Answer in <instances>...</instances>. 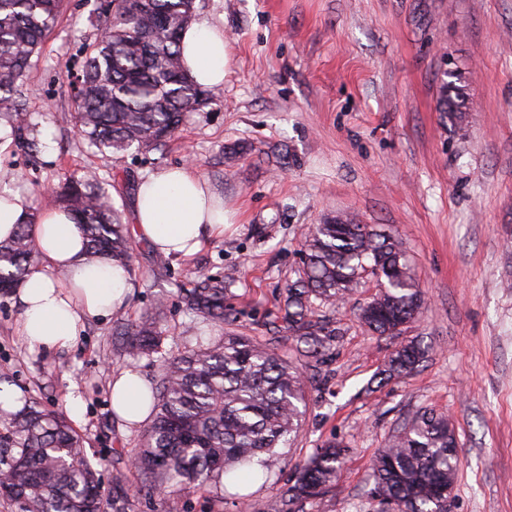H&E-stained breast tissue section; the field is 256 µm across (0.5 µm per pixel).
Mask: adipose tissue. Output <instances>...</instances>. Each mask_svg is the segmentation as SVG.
<instances>
[{
	"label": "adipose tissue",
	"mask_w": 512,
	"mask_h": 512,
	"mask_svg": "<svg viewBox=\"0 0 512 512\" xmlns=\"http://www.w3.org/2000/svg\"><path fill=\"white\" fill-rule=\"evenodd\" d=\"M184 67L201 86L223 83L230 54L220 29L200 22L182 34ZM138 236L155 251L186 257L208 239L223 235L227 218L205 181L189 168L177 167L146 177L136 195ZM39 263L18 289V333L33 349H67L78 344L85 322L121 309L131 289L124 268L87 261L82 236L64 211H44L35 228ZM148 384L128 368L112 385V407L127 423H142L149 414Z\"/></svg>",
	"instance_id": "ef3b65f1"
}]
</instances>
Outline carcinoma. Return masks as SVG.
I'll return each mask as SVG.
<instances>
[{
	"mask_svg": "<svg viewBox=\"0 0 512 512\" xmlns=\"http://www.w3.org/2000/svg\"><path fill=\"white\" fill-rule=\"evenodd\" d=\"M112 0L98 14L107 35L88 45L72 118L84 140L102 155L132 147L161 150L189 114L213 99L182 65L180 34L195 13V0ZM63 0H0V119L9 136L32 145L33 124L15 91L55 27ZM440 111L461 118L464 99L456 74L443 72ZM77 220L88 259L107 257L133 269L127 224L97 177L70 175L56 195ZM36 218L0 240V294L23 284L39 252ZM384 288L369 301L364 324L380 336H398L424 309V298L399 241L351 218L309 227L300 284L288 289L283 319L291 337L318 353L336 335L314 318V303L334 302L364 284L363 273ZM224 280L206 277L182 291L197 318L224 324ZM165 303L140 319L115 327L133 359L158 349ZM425 350L410 340L395 350L385 378L414 373ZM305 404L302 373L272 350L238 336L162 360L152 389L151 422L130 460L154 493L169 498L208 488L215 505L226 485L265 475L267 459L288 445ZM345 449H316L269 512H295L321 499L336 481ZM458 451L451 418L424 411L397 430L371 462L374 493L395 512H448ZM0 499L19 512H126L127 496L101 490L100 474L87 461L84 440L64 413L31 401L21 411L0 406Z\"/></svg>",
	"mask_w": 512,
	"mask_h": 512,
	"instance_id": "carcinoma-1",
	"label": "carcinoma"
}]
</instances>
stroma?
Here are the masks:
<instances>
[{"label":"stroma","instance_id":"stroma-1","mask_svg":"<svg viewBox=\"0 0 512 512\" xmlns=\"http://www.w3.org/2000/svg\"><path fill=\"white\" fill-rule=\"evenodd\" d=\"M100 0H66L17 91L37 147L0 150V180L28 195L32 212L67 174L108 181L126 224L151 173L186 166L234 214L222 237L158 266L133 237L127 306L89 320L76 347L32 350L16 333L14 296H0V372L42 405L82 400L74 429L112 488L144 426L112 411L110 387L133 367L157 382L161 358L219 337L246 336L299 367L307 412L293 443L249 486L247 512H268L287 480L329 441L346 455L336 485L302 512H382L371 460L419 411L455 421L459 470L452 512H512V0H196L195 21L219 26L231 64L215 101L195 112L163 151L109 158L78 135L70 114L83 44L99 35ZM461 74L466 112L439 109L444 71ZM348 214L402 244L425 299L401 335L359 320L368 288L319 306L338 328L325 355L288 336L279 306L303 268L304 234ZM223 278L235 322L193 319L179 291ZM167 302L160 354L133 360L115 326ZM417 340L427 354L412 375L374 385L392 353ZM127 512H209L201 489L170 502L128 476Z\"/></svg>","mask_w":512,"mask_h":512}]
</instances>
